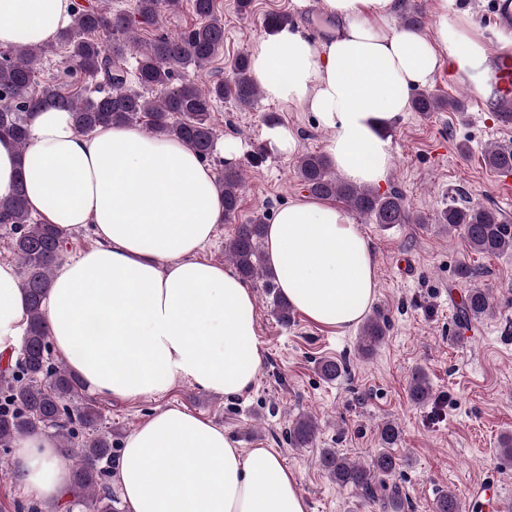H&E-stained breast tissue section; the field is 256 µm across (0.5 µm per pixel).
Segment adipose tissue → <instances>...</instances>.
<instances>
[{"mask_svg": "<svg viewBox=\"0 0 512 512\" xmlns=\"http://www.w3.org/2000/svg\"><path fill=\"white\" fill-rule=\"evenodd\" d=\"M436 2L432 37L395 26L401 0H323L332 37L285 28L253 50L264 97L312 112L330 133L327 159L353 184L386 180L387 131L412 88L444 68L470 75L487 57L455 0ZM75 15V0H0V47L52 43ZM29 129L26 152L0 140V199L26 167L30 212L65 233L90 227L98 239L59 268L43 306L56 351L87 389L132 400L181 378L228 398L249 391L265 361L255 295L237 273L197 257L224 221L210 167L182 141L133 126L79 133L64 110H34ZM265 247L282 295L313 322L348 328L375 298L371 243L335 204L288 203ZM27 320L16 268L0 262V358L15 355ZM115 474L129 512H308L275 449L241 452L223 428L177 407L125 438ZM12 475L43 506L57 504L68 482L45 434L17 442Z\"/></svg>", "mask_w": 512, "mask_h": 512, "instance_id": "1", "label": "adipose tissue"}]
</instances>
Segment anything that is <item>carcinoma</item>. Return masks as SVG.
I'll return each mask as SVG.
<instances>
[{"label":"carcinoma","instance_id":"1","mask_svg":"<svg viewBox=\"0 0 512 512\" xmlns=\"http://www.w3.org/2000/svg\"><path fill=\"white\" fill-rule=\"evenodd\" d=\"M181 0H135L134 16L114 12L107 7H76V18L62 30L58 43L65 50L69 70L77 71L83 82L61 81L42 84L37 65L54 45L17 44L0 49V138L7 137L25 154L29 139V110L63 108L71 112L74 126L90 134L106 125H144L153 136L175 137L202 159L214 148L216 130L211 121L213 104L232 99L240 107L253 104L258 94L251 73V60L237 56L229 77L206 88L179 77L181 69L207 68L224 49V21L216 13V0H192L200 22L176 35L159 34L141 41L138 26L154 27L161 13L174 12ZM136 48L133 78H128L125 55ZM104 82L108 90L92 98L85 95V84ZM415 111L426 115L449 106L460 112L463 102H448L430 92L412 94ZM488 167L512 172V144L495 145L484 154ZM297 176L302 188L320 199L339 201L376 224H410L412 215L397 191L379 193L370 186H357L338 176L326 157L305 153L298 157ZM224 200V215L236 214L242 174L239 165L226 162L217 177ZM267 215H257L249 223L237 226L235 235L225 243L224 253L237 274L245 281L262 277L263 287L272 296L271 313L278 323L288 325L294 309L274 293L276 277L266 265L264 234ZM438 221L460 232L470 250L499 255L512 252V223L492 208L454 203L442 209ZM0 230L10 239L14 259L22 269V285L29 298L28 324L13 367L0 370V447L30 433L46 431L67 449L72 461L70 483L73 499L65 502L66 512L85 508L88 512H117L116 499L104 464L112 462V428L103 426V413L93 400L83 396L84 384L66 365L50 361L52 330L43 304L51 288L54 270L62 259L67 238L52 224L36 222L28 208L25 174L19 172L12 195L0 199ZM492 308L491 297L483 288L468 289L460 312L467 321L485 317ZM389 329V319L381 311L368 317L362 327L359 350L370 354ZM328 380L347 371L344 361L323 359L318 362ZM410 396L424 405L432 397L427 377H413ZM318 431L315 420L300 416L289 430L290 443L296 448L313 444ZM379 444L370 464L362 465L332 449L324 448L319 464L332 482L352 490L360 499L379 502L388 512H412L410 499L395 483H388L398 466L393 448L398 445V426L386 421L378 428ZM434 512H459L456 495L442 492Z\"/></svg>","mask_w":512,"mask_h":512}]
</instances>
